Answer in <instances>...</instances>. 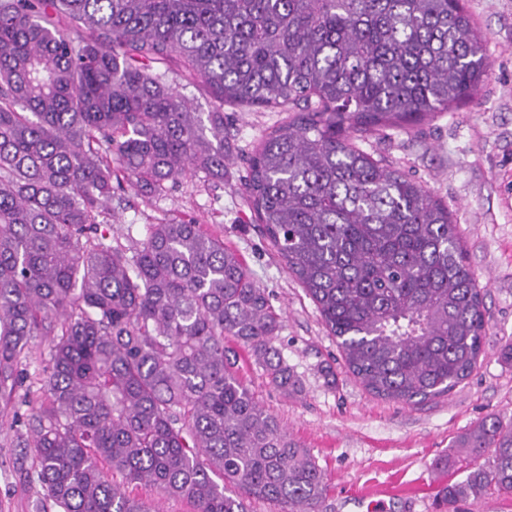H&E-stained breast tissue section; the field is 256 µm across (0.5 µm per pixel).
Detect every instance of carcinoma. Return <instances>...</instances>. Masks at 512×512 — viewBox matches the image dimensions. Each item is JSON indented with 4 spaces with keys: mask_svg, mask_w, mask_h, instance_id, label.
<instances>
[{
    "mask_svg": "<svg viewBox=\"0 0 512 512\" xmlns=\"http://www.w3.org/2000/svg\"><path fill=\"white\" fill-rule=\"evenodd\" d=\"M173 63L211 111L171 87ZM487 75L464 0H0V429L31 449L41 498L156 512L129 491L145 486L247 512L239 487L320 512L321 469L224 349L232 337L301 392L266 289L191 219L148 225L130 252L100 230L125 182L153 196L188 172L224 180L227 102L295 113L248 159L245 191L350 374L405 403L467 379L486 320L459 227L353 138L451 110ZM37 339L48 357L30 382ZM458 471L448 512L511 493L512 423L463 434Z\"/></svg>",
    "mask_w": 512,
    "mask_h": 512,
    "instance_id": "1",
    "label": "carcinoma"
}]
</instances>
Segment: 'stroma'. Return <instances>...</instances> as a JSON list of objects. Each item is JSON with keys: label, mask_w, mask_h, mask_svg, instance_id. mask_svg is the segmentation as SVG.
Wrapping results in <instances>:
<instances>
[{"label": "stroma", "mask_w": 512, "mask_h": 512, "mask_svg": "<svg viewBox=\"0 0 512 512\" xmlns=\"http://www.w3.org/2000/svg\"><path fill=\"white\" fill-rule=\"evenodd\" d=\"M486 41L489 76L477 94L449 112L360 138L361 149L421 183L458 224L467 261L485 292L486 330L476 367L448 394L405 404L371 394L348 374L315 304L260 232L244 191L247 159L289 113L224 108V180L189 174L160 196L125 187L101 220L112 240L130 247L148 225L192 219L245 260L281 316L276 340L301 391L284 395L232 338L237 371L254 399L278 417L320 466L322 512H438L456 439L489 415L512 422V0H464ZM29 449L0 437V512H34L37 485L25 480Z\"/></svg>", "instance_id": "obj_1"}]
</instances>
